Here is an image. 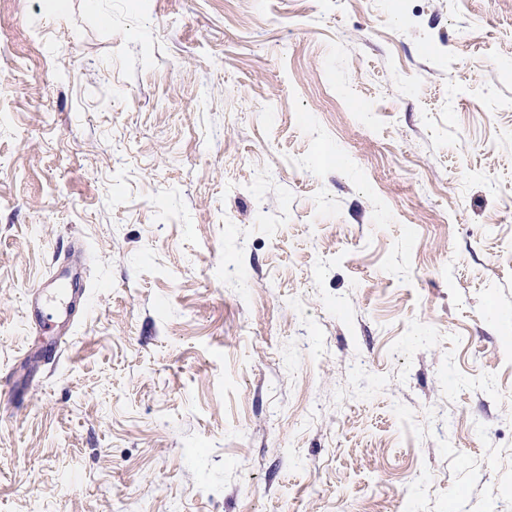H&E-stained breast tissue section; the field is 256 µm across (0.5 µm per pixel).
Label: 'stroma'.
Returning a JSON list of instances; mask_svg holds the SVG:
<instances>
[{
    "label": "stroma",
    "mask_w": 512,
    "mask_h": 512,
    "mask_svg": "<svg viewBox=\"0 0 512 512\" xmlns=\"http://www.w3.org/2000/svg\"><path fill=\"white\" fill-rule=\"evenodd\" d=\"M1 377L0 512H512V0H0Z\"/></svg>",
    "instance_id": "1"
}]
</instances>
